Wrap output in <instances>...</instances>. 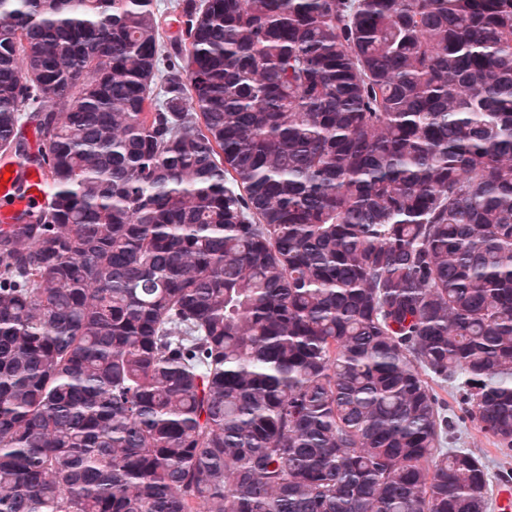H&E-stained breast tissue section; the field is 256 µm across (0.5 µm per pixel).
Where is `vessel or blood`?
Returning <instances> with one entry per match:
<instances>
[{
  "label": "vessel or blood",
  "instance_id": "obj_1",
  "mask_svg": "<svg viewBox=\"0 0 512 512\" xmlns=\"http://www.w3.org/2000/svg\"><path fill=\"white\" fill-rule=\"evenodd\" d=\"M1 177L6 184L0 187V224L13 223L16 215L45 202L43 174L28 158L0 162Z\"/></svg>",
  "mask_w": 512,
  "mask_h": 512
}]
</instances>
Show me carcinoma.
<instances>
[{
  "mask_svg": "<svg viewBox=\"0 0 512 512\" xmlns=\"http://www.w3.org/2000/svg\"><path fill=\"white\" fill-rule=\"evenodd\" d=\"M176 10L0 0V512H489L512 0ZM9 168H12L11 173H8ZM4 175L8 180L1 188ZM46 198L43 174L28 158L0 162V224H13L16 215L43 204ZM457 434L460 438L457 444L447 445V448H466L486 462L491 476L490 487L494 499L495 491H497L499 486L508 484L512 487V452L511 456L504 457L501 451L493 444V441L469 421L459 428ZM502 474L511 475L508 482L500 479ZM510 487L502 488L497 493V505L502 510L500 512L510 510L508 505L510 502L512 507V488Z\"/></svg>",
  "mask_w": 512,
  "mask_h": 512,
  "instance_id": "1",
  "label": "carcinoma"
}]
</instances>
